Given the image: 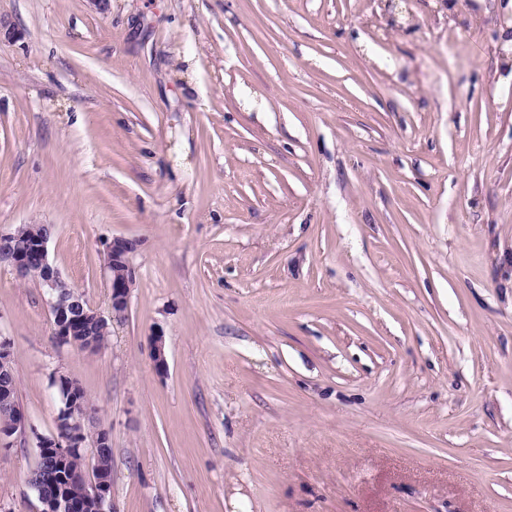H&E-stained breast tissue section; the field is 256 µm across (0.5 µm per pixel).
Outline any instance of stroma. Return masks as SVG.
<instances>
[{
	"mask_svg": "<svg viewBox=\"0 0 512 512\" xmlns=\"http://www.w3.org/2000/svg\"><path fill=\"white\" fill-rule=\"evenodd\" d=\"M0 229L125 322L52 339L0 265L32 433L77 380L115 512H512V0H0ZM162 335L168 361L151 359ZM132 244L129 240L122 237H115L108 243L106 253L112 255V267H126L123 275L119 273L112 274L105 265L104 271L107 279V288L109 295L112 294V317L123 323L128 312L131 301L132 288L135 286V270L131 264ZM126 271L131 272V276L126 275Z\"/></svg>",
	"mask_w": 512,
	"mask_h": 512,
	"instance_id": "35a3bbf8",
	"label": "stroma"
}]
</instances>
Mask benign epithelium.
<instances>
[{"instance_id": "obj_1", "label": "benign epithelium", "mask_w": 512, "mask_h": 512, "mask_svg": "<svg viewBox=\"0 0 512 512\" xmlns=\"http://www.w3.org/2000/svg\"><path fill=\"white\" fill-rule=\"evenodd\" d=\"M51 234L42 233L39 237L23 244L14 243L11 232L0 231V264L7 263L21 279L35 277L49 295V308L52 322L65 345L79 350L89 351L88 338L79 337L82 322L89 313L84 310L85 298L75 293L73 300H67L71 286L65 282L58 269L49 261L48 246ZM106 252L112 255V265L124 267L131 275H114L107 278V288L112 294V317L119 322L126 318L131 301L132 288L135 286L134 268L131 264L132 244L122 237H114L108 243ZM151 357L157 373L167 370V358L163 336L156 335L151 345ZM33 430L24 413H19L11 428L0 429V446L3 441L17 433ZM104 440L87 448L76 420H60L57 432L50 438L40 439L39 450L46 464L54 474H62L66 461L76 451H86L87 466L77 476L84 487L82 497L73 499L62 489L56 487L53 494L41 500V512H112V480L101 476L100 449L107 447Z\"/></svg>"}]
</instances>
